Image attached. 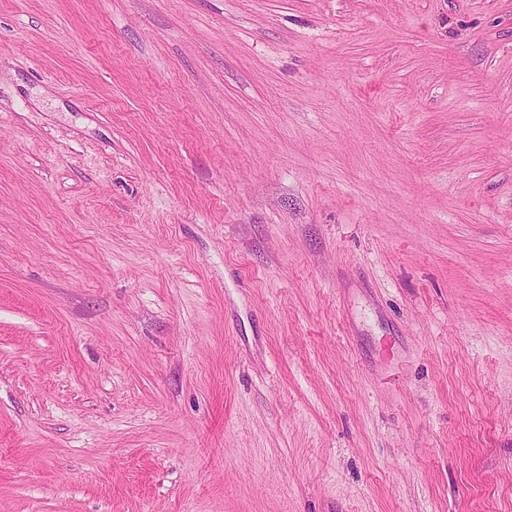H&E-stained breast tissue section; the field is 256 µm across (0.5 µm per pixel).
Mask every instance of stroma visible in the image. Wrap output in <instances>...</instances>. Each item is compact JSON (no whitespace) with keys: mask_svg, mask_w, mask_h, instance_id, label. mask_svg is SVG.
<instances>
[{"mask_svg":"<svg viewBox=\"0 0 512 512\" xmlns=\"http://www.w3.org/2000/svg\"><path fill=\"white\" fill-rule=\"evenodd\" d=\"M0 512H512V0H0Z\"/></svg>","mask_w":512,"mask_h":512,"instance_id":"obj_1","label":"stroma"}]
</instances>
